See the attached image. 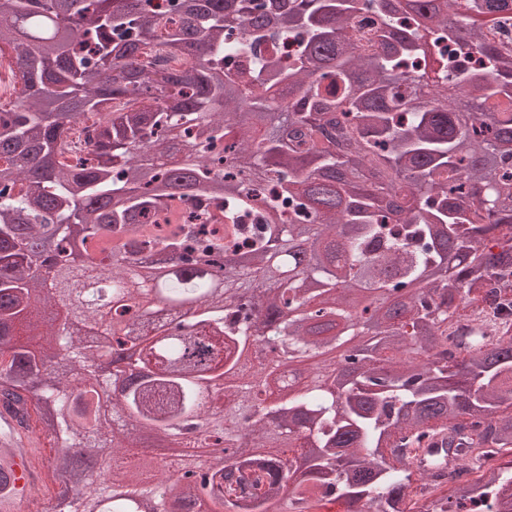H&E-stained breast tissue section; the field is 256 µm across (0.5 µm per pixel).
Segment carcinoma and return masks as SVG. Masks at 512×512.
Masks as SVG:
<instances>
[{
	"instance_id": "obj_1",
	"label": "carcinoma",
	"mask_w": 512,
	"mask_h": 512,
	"mask_svg": "<svg viewBox=\"0 0 512 512\" xmlns=\"http://www.w3.org/2000/svg\"><path fill=\"white\" fill-rule=\"evenodd\" d=\"M365 13L369 55L348 37ZM507 25L512 0H0V50L23 79L0 106V402L55 441L67 512H512V465L420 505L411 488L429 475L405 453L439 426L461 463L512 454V331L466 354L448 336L488 291L512 295V42L485 41ZM279 34L299 45L289 64L273 45L233 67ZM89 114L96 138L66 167ZM49 226L57 256L43 259ZM76 237L107 261L70 258ZM167 249L183 266L150 289L135 255ZM230 250L249 264L220 267L215 292ZM102 278L125 330L114 342L136 337L149 369L105 414L112 341L81 294ZM349 280L390 301L357 315L336 294ZM48 305L101 324L97 348L42 320ZM248 344L271 345L258 371ZM337 349L350 372L335 386L311 361ZM305 362V393L270 388ZM142 428L207 434L224 457L145 484L108 474L107 450ZM241 439L259 452L227 464Z\"/></svg>"
}]
</instances>
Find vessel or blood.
Instances as JSON below:
<instances>
[{"mask_svg": "<svg viewBox=\"0 0 512 512\" xmlns=\"http://www.w3.org/2000/svg\"><path fill=\"white\" fill-rule=\"evenodd\" d=\"M450 331L464 350L471 346L473 337L489 333L487 327L468 319L453 322ZM447 444V432H438L424 440L412 456L422 469L433 460L448 461ZM52 491L39 437L21 424L14 409L0 407V512H25L30 500L48 498Z\"/></svg>", "mask_w": 512, "mask_h": 512, "instance_id": "1", "label": "vessel or blood"}]
</instances>
